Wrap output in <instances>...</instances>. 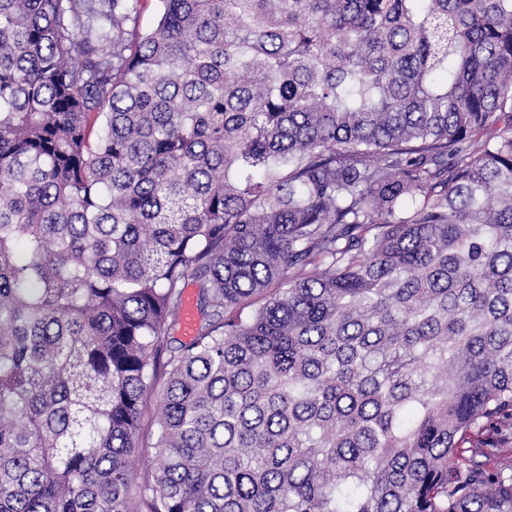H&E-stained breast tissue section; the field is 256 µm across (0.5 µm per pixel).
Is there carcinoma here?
<instances>
[{"label": "carcinoma", "mask_w": 512, "mask_h": 512, "mask_svg": "<svg viewBox=\"0 0 512 512\" xmlns=\"http://www.w3.org/2000/svg\"><path fill=\"white\" fill-rule=\"evenodd\" d=\"M142 2L0 0V512H512V0ZM186 299L189 301V306L193 315V334L191 336L186 335L183 325V314H182V320L179 328L174 332V336L182 341H188L195 333L196 328L199 325L200 322V314L197 306V288L196 286L190 281L188 285L186 286L184 290V297H183V309L185 314V302Z\"/></svg>", "instance_id": "cac0c4a2"}]
</instances>
